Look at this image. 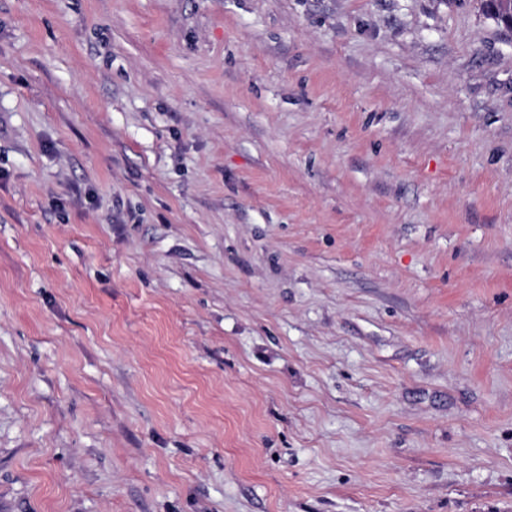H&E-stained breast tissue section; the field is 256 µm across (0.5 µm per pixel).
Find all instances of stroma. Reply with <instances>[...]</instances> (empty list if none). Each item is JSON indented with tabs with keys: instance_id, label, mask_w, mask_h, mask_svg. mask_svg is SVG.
Here are the masks:
<instances>
[{
	"instance_id": "1",
	"label": "stroma",
	"mask_w": 512,
	"mask_h": 512,
	"mask_svg": "<svg viewBox=\"0 0 512 512\" xmlns=\"http://www.w3.org/2000/svg\"><path fill=\"white\" fill-rule=\"evenodd\" d=\"M0 512H512L483 0H0Z\"/></svg>"
}]
</instances>
